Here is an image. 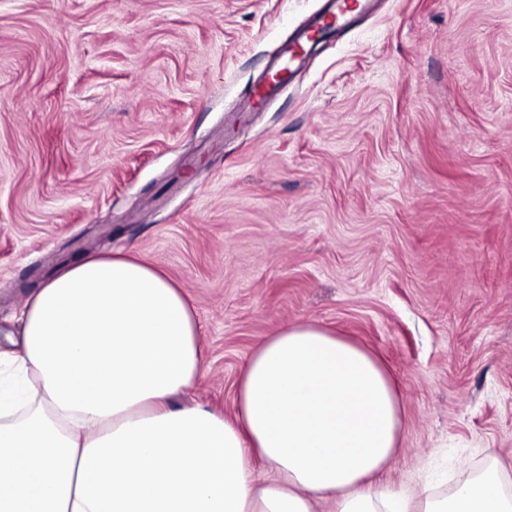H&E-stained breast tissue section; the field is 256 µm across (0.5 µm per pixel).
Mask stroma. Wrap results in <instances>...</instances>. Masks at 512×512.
Returning a JSON list of instances; mask_svg holds the SVG:
<instances>
[{
    "mask_svg": "<svg viewBox=\"0 0 512 512\" xmlns=\"http://www.w3.org/2000/svg\"><path fill=\"white\" fill-rule=\"evenodd\" d=\"M326 0H0V359L51 277L127 255L183 288L187 405L315 323L388 371L377 487L512 488V0H375L260 112L245 96Z\"/></svg>",
    "mask_w": 512,
    "mask_h": 512,
    "instance_id": "stroma-1",
    "label": "stroma"
}]
</instances>
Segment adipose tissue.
Returning a JSON list of instances; mask_svg holds the SVG:
<instances>
[{
  "label": "adipose tissue",
  "instance_id": "ef3b65f1",
  "mask_svg": "<svg viewBox=\"0 0 512 512\" xmlns=\"http://www.w3.org/2000/svg\"><path fill=\"white\" fill-rule=\"evenodd\" d=\"M24 353L0 378V512H512L504 473H461L413 501L370 480L398 445L400 407L364 350L306 324L244 367L239 414L175 397L202 371L182 288L133 257L90 256L24 314ZM274 474L255 489L253 458Z\"/></svg>",
  "mask_w": 512,
  "mask_h": 512
}]
</instances>
